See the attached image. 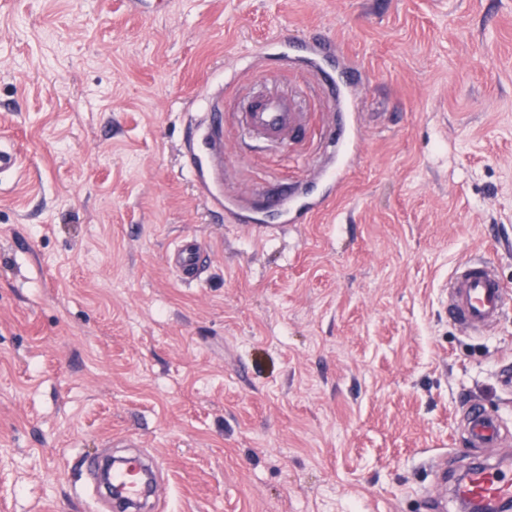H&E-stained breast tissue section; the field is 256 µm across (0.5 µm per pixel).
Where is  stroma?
Segmentation results:
<instances>
[{"instance_id": "1", "label": "stroma", "mask_w": 512, "mask_h": 512, "mask_svg": "<svg viewBox=\"0 0 512 512\" xmlns=\"http://www.w3.org/2000/svg\"><path fill=\"white\" fill-rule=\"evenodd\" d=\"M354 67L358 148L305 224L266 192L334 153L330 95L278 154L241 141L245 88ZM224 101L223 199L184 164ZM0 512H90L83 460L130 439L164 512H458L469 403L508 433L512 306L449 320L474 255L512 288V0H0ZM194 236L200 282L166 258Z\"/></svg>"}]
</instances>
